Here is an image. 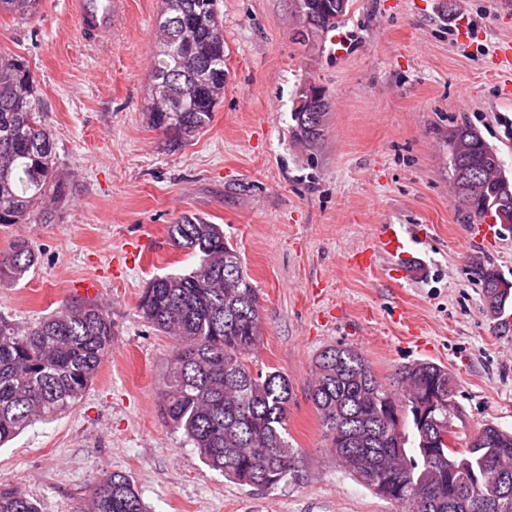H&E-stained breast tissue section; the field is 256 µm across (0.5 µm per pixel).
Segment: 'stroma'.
<instances>
[{"label": "stroma", "mask_w": 512, "mask_h": 512, "mask_svg": "<svg viewBox=\"0 0 512 512\" xmlns=\"http://www.w3.org/2000/svg\"><path fill=\"white\" fill-rule=\"evenodd\" d=\"M111 43L82 38L68 0L31 18L0 13V55L35 74L65 192L28 224L0 228V254L28 239L38 264L0 277V316L24 326L61 300L108 306L115 336L92 385L68 413L0 448V485L72 512L103 472L130 476L147 512H401L357 483L330 453L308 395L326 348L360 353L401 391L427 361L452 374L456 448L492 423L512 430V330L483 301L479 266L512 281V228L473 241L453 190L448 134L466 123L497 148L512 179V0H349L334 33L298 35L295 0H218L227 81L210 123L168 143L145 97L164 0H126ZM350 48L336 53L332 37ZM330 108L309 146L293 114L309 85ZM184 215L220 225L257 287L255 370L288 377L287 480L252 489L225 479L168 425L159 407L174 342L142 318L155 277L191 259L167 228ZM422 225L414 272L354 267L384 225Z\"/></svg>", "instance_id": "1"}]
</instances>
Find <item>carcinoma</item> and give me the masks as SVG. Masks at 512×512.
Wrapping results in <instances>:
<instances>
[{"label":"carcinoma","instance_id":"carcinoma-1","mask_svg":"<svg viewBox=\"0 0 512 512\" xmlns=\"http://www.w3.org/2000/svg\"><path fill=\"white\" fill-rule=\"evenodd\" d=\"M335 27L340 15L323 0H297ZM39 0H0V13L25 18ZM224 30L216 0H165L147 97L149 124L174 140L192 136L211 120L224 93ZM38 84L29 66L0 56V226L33 218L49 197L62 192L52 135L42 122ZM321 119L293 114L295 135L321 138ZM457 196L481 218L512 224V181L499 152L471 126L449 136ZM172 246L194 260L191 271L153 279L139 309L144 320L177 343L166 362L161 412L196 448L202 461L240 486L268 488L294 471L297 451L288 441L293 388L276 371L253 372L249 355L261 335L258 289L240 255L217 224L184 217L168 226ZM38 256L28 240H14L0 257V274L23 277ZM487 310L496 314L512 299V282L479 268ZM108 309L97 299L67 300L30 326L0 317V446L35 421L53 420L83 398L112 347ZM405 402L395 400L367 361L353 349L330 347L313 362L311 399L336 460L376 496L404 512H512V432L493 424L459 450L439 439L451 426L454 405L421 416L437 393L453 400L448 369L419 362L401 372ZM411 418L412 433L404 419ZM0 512H40L28 494L0 487ZM75 512H145L134 483L123 473L96 479L87 505Z\"/></svg>","mask_w":512,"mask_h":512}]
</instances>
